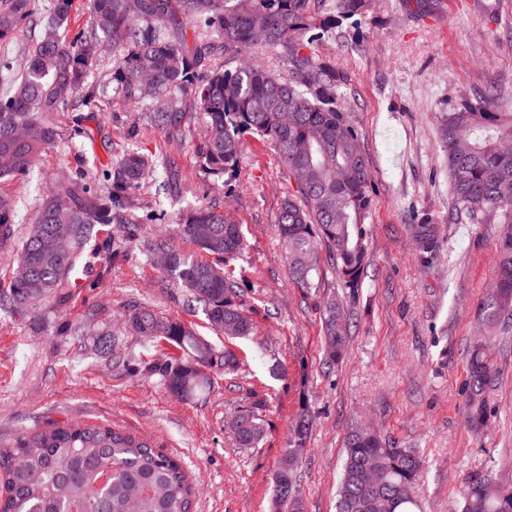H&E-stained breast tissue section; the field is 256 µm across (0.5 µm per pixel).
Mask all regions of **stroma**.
I'll list each match as a JSON object with an SVG mask.
<instances>
[{
    "label": "stroma",
    "instance_id": "1",
    "mask_svg": "<svg viewBox=\"0 0 512 512\" xmlns=\"http://www.w3.org/2000/svg\"><path fill=\"white\" fill-rule=\"evenodd\" d=\"M360 35L357 48L333 40L318 46L351 79L348 118L371 171L366 266L343 362L323 363L319 305L341 292L331 264L321 263L311 295L289 280L279 216L296 186L272 147L248 137L231 184L208 179L196 155L202 114H189L178 138L148 125L140 108L115 93L117 59L105 51L87 80L92 105L59 113L56 143L29 173L0 183L18 205L11 238L0 245V289L47 189L61 179L103 184V170L136 148L170 156L180 179L177 203L158 194L161 165L130 190L133 203L164 213L145 232L179 222L203 199L241 226L246 251L234 274L249 286L256 331L234 340L238 371L212 373L204 397L181 400L157 379L127 375L116 360L138 364L169 353L118 327L128 301L184 322L215 346L225 338L187 307L143 242L126 240L119 225H98L66 304L49 300L24 316L0 311V450L51 423L111 424L182 460L198 487L192 512H277L274 474L304 402L316 416L298 468L307 512H335L344 440L360 424L419 452L423 512H457L476 471L512 489V323L488 332L477 317L493 280L498 227L449 223L437 130L449 100L479 89L496 90L500 105L512 106V0H372ZM416 218L435 228L436 249L426 257L413 237ZM65 320L79 334L58 335ZM104 329L118 334L107 355L94 348ZM485 339L496 380L487 425L475 434L465 423L463 387L469 354ZM253 389L268 398L269 426L257 447L241 448L228 423Z\"/></svg>",
    "mask_w": 512,
    "mask_h": 512
}]
</instances>
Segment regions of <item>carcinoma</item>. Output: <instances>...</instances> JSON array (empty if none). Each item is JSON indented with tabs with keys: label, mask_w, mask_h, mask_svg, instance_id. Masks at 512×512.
Returning <instances> with one entry per match:
<instances>
[{
	"label": "carcinoma",
	"mask_w": 512,
	"mask_h": 512,
	"mask_svg": "<svg viewBox=\"0 0 512 512\" xmlns=\"http://www.w3.org/2000/svg\"><path fill=\"white\" fill-rule=\"evenodd\" d=\"M89 0L86 31L69 41L60 30L73 0H54L53 14L23 45L20 59L0 62V182L28 173L59 137L56 115L91 103L86 82L101 44L117 56L115 91L145 106L147 123L182 135L187 113L206 118L197 146L202 171L235 177L246 136L264 138L276 151L297 195L283 203L279 235L293 287L308 295L317 287L320 251L336 269L341 287L354 299L365 268L364 225L371 214L368 162L349 121L350 78L317 46L342 39L344 23L358 22L371 0ZM32 14L31 0H0V42L15 39ZM192 29L193 41L183 31ZM275 55L282 71L243 55L255 48ZM496 95L457 99L438 115L448 165L450 224H498L494 288L480 306L488 326L512 319V109L494 106ZM153 159L131 151L105 173L110 187L59 183L38 203L17 255L10 287L0 290V307L24 314L49 299L67 300L78 249L98 224H122L139 237L143 217L128 191L149 177ZM14 201L0 195V236L16 223ZM184 237L217 262L178 251ZM163 258L188 302L199 305L213 331L228 339L254 334L246 304L247 284L227 266L246 249L240 225L210 204L193 207L171 230L144 241ZM326 365L346 347L347 318L334 299L322 305ZM124 327L150 342L166 341L182 354L146 367L182 400L206 395L212 371L233 374L240 360L153 307L132 304ZM495 381L491 353L475 347L464 388L466 423L482 427L487 392ZM267 399L256 391L236 414V441L253 448L264 438ZM312 416L301 403L288 453L274 476V500L282 512H304L295 466L307 445ZM420 456L398 448L373 429H351L336 495V512H416ZM0 512H190L196 490L182 461L151 441L112 425L50 424L0 451ZM462 512H512V489L487 475L468 478Z\"/></svg>",
	"instance_id": "obj_1"
}]
</instances>
